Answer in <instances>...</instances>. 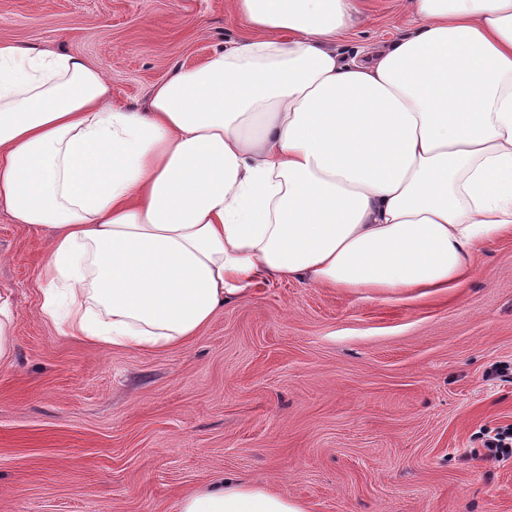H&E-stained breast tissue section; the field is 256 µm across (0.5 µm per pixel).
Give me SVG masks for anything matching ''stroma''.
I'll return each instance as SVG.
<instances>
[{"label":"stroma","instance_id":"1","mask_svg":"<svg viewBox=\"0 0 512 512\" xmlns=\"http://www.w3.org/2000/svg\"><path fill=\"white\" fill-rule=\"evenodd\" d=\"M402 0H365L342 47L391 38ZM244 34L231 0H0V42L78 55L114 102ZM51 229L0 209V512H178L233 474L308 512H512V459L474 434L512 424V236L475 246L467 277L427 294L272 279L166 351L104 349L40 312ZM16 313L10 292L0 290V366L10 363L13 354V328Z\"/></svg>","mask_w":512,"mask_h":512}]
</instances>
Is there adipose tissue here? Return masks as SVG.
Instances as JSON below:
<instances>
[{"label": "adipose tissue", "instance_id": "obj_1", "mask_svg": "<svg viewBox=\"0 0 512 512\" xmlns=\"http://www.w3.org/2000/svg\"><path fill=\"white\" fill-rule=\"evenodd\" d=\"M361 7L234 0L248 36L143 110L81 57L0 43V207L56 230L43 318L164 351L270 278L451 288L512 234V0H406L400 35L351 55ZM178 512L307 509L226 475Z\"/></svg>", "mask_w": 512, "mask_h": 512}]
</instances>
